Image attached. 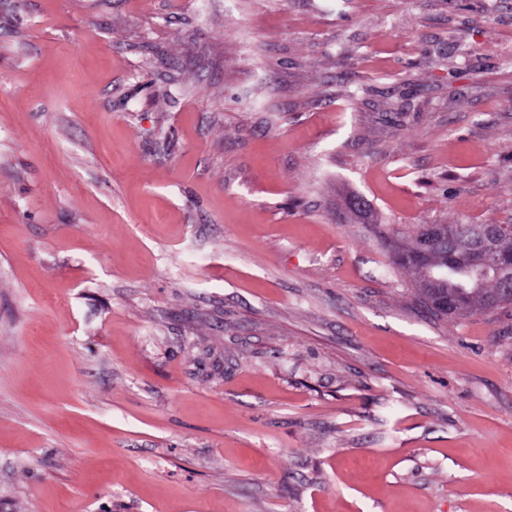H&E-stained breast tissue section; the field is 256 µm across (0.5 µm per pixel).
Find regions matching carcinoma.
I'll list each match as a JSON object with an SVG mask.
<instances>
[{
  "label": "carcinoma",
  "instance_id": "1",
  "mask_svg": "<svg viewBox=\"0 0 512 512\" xmlns=\"http://www.w3.org/2000/svg\"><path fill=\"white\" fill-rule=\"evenodd\" d=\"M448 254L432 253L421 256L418 242L426 226H421L407 242L404 234L387 237L394 253V263L416 274L421 286L419 294L424 304H433L434 312L446 316H466L500 309L505 302L498 300L500 281L494 270L479 269L475 253L461 249L457 240L470 233V224H449Z\"/></svg>",
  "mask_w": 512,
  "mask_h": 512
}]
</instances>
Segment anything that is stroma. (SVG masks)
<instances>
[{
	"mask_svg": "<svg viewBox=\"0 0 512 512\" xmlns=\"http://www.w3.org/2000/svg\"><path fill=\"white\" fill-rule=\"evenodd\" d=\"M454 222L512 0H0V512H512V306L383 240ZM448 228V256L432 253L421 256L418 253V242L427 225L421 226L417 233L407 242L398 241L404 234L396 231V238L388 236L386 242L391 243L394 263L416 274L417 283L425 288H418L424 304L437 314L446 316H466L475 313L493 311L511 302L498 300L500 281L493 269L479 270L478 258L475 253L461 249L457 240L470 233L473 226L479 224H444ZM441 224L428 226L427 235L423 237L421 249L428 250L437 245L442 238ZM432 289L441 296L448 298V308L443 309L436 304L435 298L424 296L426 290ZM431 309V308H430Z\"/></svg>",
	"mask_w": 512,
	"mask_h": 512,
	"instance_id": "35a3bbf8",
	"label": "stroma"
}]
</instances>
